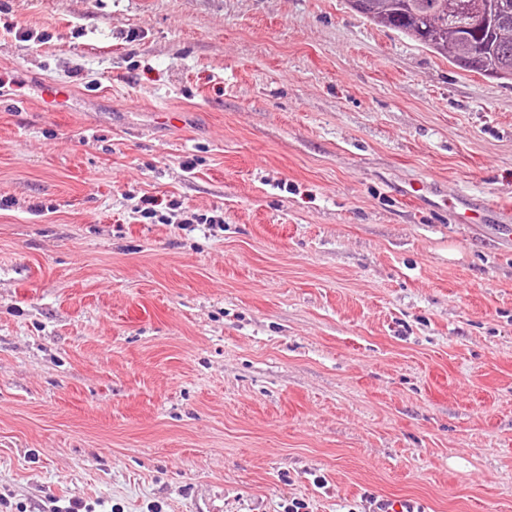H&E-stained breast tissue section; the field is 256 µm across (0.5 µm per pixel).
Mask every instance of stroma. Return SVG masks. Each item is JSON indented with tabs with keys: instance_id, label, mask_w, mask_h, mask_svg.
Here are the masks:
<instances>
[{
	"instance_id": "obj_1",
	"label": "stroma",
	"mask_w": 512,
	"mask_h": 512,
	"mask_svg": "<svg viewBox=\"0 0 512 512\" xmlns=\"http://www.w3.org/2000/svg\"><path fill=\"white\" fill-rule=\"evenodd\" d=\"M0 82V512H512L506 216L405 194L512 201V80L347 0H0ZM40 98L46 112H67L73 107L72 94L64 86L47 85L43 87ZM500 207V201L494 199H484L476 206L457 201L452 206L453 220L457 224H477L482 221L487 212Z\"/></svg>"
}]
</instances>
